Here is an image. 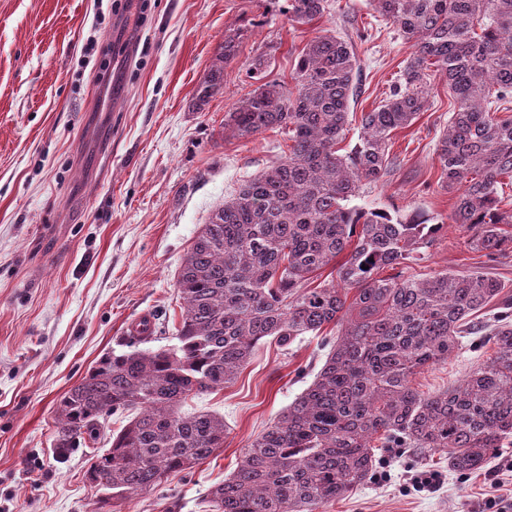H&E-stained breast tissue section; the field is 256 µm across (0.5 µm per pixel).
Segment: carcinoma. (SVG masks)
<instances>
[{
  "mask_svg": "<svg viewBox=\"0 0 512 512\" xmlns=\"http://www.w3.org/2000/svg\"><path fill=\"white\" fill-rule=\"evenodd\" d=\"M413 51L389 96L362 113L346 154L356 56L341 36L313 37L291 83L263 82L224 115L239 138L269 129L288 136V155L245 181L201 225L178 275L184 315L172 345L148 347L147 326L108 352L57 406V447L97 440L107 418L129 413L110 447L95 452L89 481L103 503L163 485L224 446V417L186 414L190 397L233 382L270 338L287 350L324 326L339 327L313 382L244 448L205 512H319L369 481L372 442L440 454L460 474L483 468L512 445V296L480 270L405 275L433 243L437 224L350 202L394 172L391 133L428 110L434 74L454 107L435 153L443 186L456 192L452 223L492 259L512 252V0H372ZM328 0H288V19L319 20ZM241 32L224 33L201 77L202 110L224 90ZM333 266L335 276L310 287ZM390 268L395 274L378 278ZM498 302L494 354L457 387L425 396L416 371L448 359L472 316Z\"/></svg>",
  "mask_w": 512,
  "mask_h": 512,
  "instance_id": "1",
  "label": "carcinoma"
}]
</instances>
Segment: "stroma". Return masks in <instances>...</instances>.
<instances>
[{
    "instance_id": "1",
    "label": "stroma",
    "mask_w": 512,
    "mask_h": 512,
    "mask_svg": "<svg viewBox=\"0 0 512 512\" xmlns=\"http://www.w3.org/2000/svg\"><path fill=\"white\" fill-rule=\"evenodd\" d=\"M285 0H150L144 25L113 43L109 68L86 53L93 19L115 20L114 0H0V512H102L86 478L89 447L59 452L56 409L140 318L152 347L172 344L184 303L177 277L209 214L238 186L288 152L277 130L244 139L224 114L255 88L249 64L267 53L264 78L289 82L305 43L324 31L352 40L360 94L354 113L386 99L412 48L370 0H329L300 24ZM246 34L224 91L192 103L227 30ZM430 108L392 134L397 166L364 188L356 206L419 211L442 223L414 274L491 273L512 290V255L490 262L449 218L435 144L452 112L448 85L432 79ZM327 325L323 336H336ZM308 336L289 350L257 345L234 383L188 400L185 412L223 416V448L117 512H202L201 500L234 471L245 446L313 381L328 349ZM494 351L464 338L448 360L411 378L433 395L458 385ZM375 476L321 512H493L512 495V446L461 475L445 459L406 448L378 453ZM434 472V491L413 476Z\"/></svg>"
}]
</instances>
